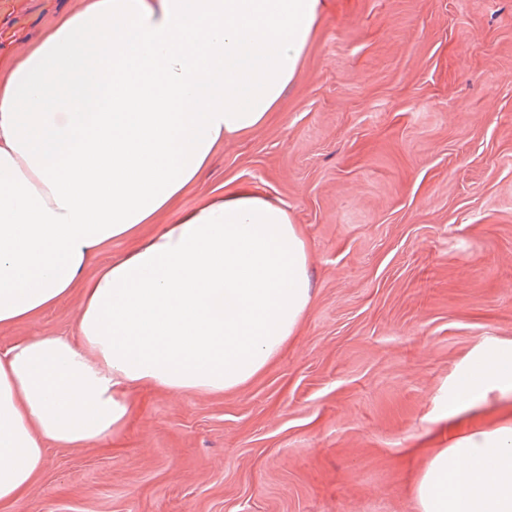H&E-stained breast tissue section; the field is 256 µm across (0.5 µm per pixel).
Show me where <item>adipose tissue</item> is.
Wrapping results in <instances>:
<instances>
[{"instance_id":"obj_1","label":"adipose tissue","mask_w":512,"mask_h":512,"mask_svg":"<svg viewBox=\"0 0 512 512\" xmlns=\"http://www.w3.org/2000/svg\"><path fill=\"white\" fill-rule=\"evenodd\" d=\"M324 0H84L0 77V326L78 295L75 335L0 351V512L48 446L112 437L144 385L243 387L295 336L312 300L307 244L287 206L216 188L158 216L225 137L278 110ZM131 248L93 266L113 240ZM512 392V347L455 376L448 410ZM421 512H512V421L470 424L435 453Z\"/></svg>"}]
</instances>
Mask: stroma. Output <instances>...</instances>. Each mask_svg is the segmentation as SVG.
I'll use <instances>...</instances> for the list:
<instances>
[{
    "instance_id": "1",
    "label": "stroma",
    "mask_w": 512,
    "mask_h": 512,
    "mask_svg": "<svg viewBox=\"0 0 512 512\" xmlns=\"http://www.w3.org/2000/svg\"><path fill=\"white\" fill-rule=\"evenodd\" d=\"M278 112L229 137L175 223L219 185L279 199L313 298L244 387L146 385L112 437L51 448L14 512H419L466 423L448 381L512 344V0H327ZM83 0H38L11 60ZM79 300L0 327L72 333Z\"/></svg>"
}]
</instances>
